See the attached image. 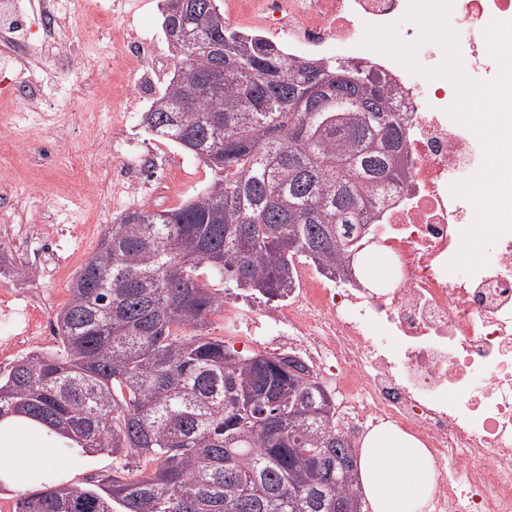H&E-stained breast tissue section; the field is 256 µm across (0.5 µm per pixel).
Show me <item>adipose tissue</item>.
<instances>
[{
    "label": "adipose tissue",
    "mask_w": 512,
    "mask_h": 512,
    "mask_svg": "<svg viewBox=\"0 0 512 512\" xmlns=\"http://www.w3.org/2000/svg\"><path fill=\"white\" fill-rule=\"evenodd\" d=\"M68 441L25 416L0 419V483L41 487L68 482ZM434 460L420 442L396 426L371 432L360 457V478L375 512H417L430 493Z\"/></svg>",
    "instance_id": "obj_1"
}]
</instances>
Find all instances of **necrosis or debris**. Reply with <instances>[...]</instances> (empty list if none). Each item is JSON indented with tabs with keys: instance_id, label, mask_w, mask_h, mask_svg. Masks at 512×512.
<instances>
[{
	"instance_id": "necrosis-or-debris-1",
	"label": "necrosis or debris",
	"mask_w": 512,
	"mask_h": 512,
	"mask_svg": "<svg viewBox=\"0 0 512 512\" xmlns=\"http://www.w3.org/2000/svg\"><path fill=\"white\" fill-rule=\"evenodd\" d=\"M409 0H229L228 14L248 11L263 35L288 54L316 57L330 42L343 58L386 77L406 119L402 162L406 179L386 195L368 234L344 273L299 282L286 303L266 314L267 343L294 352L324 382L345 391L341 416L352 447L389 422L412 432L434 458V490L427 512H512V234L499 239L489 263L475 274L446 268L474 219L472 205L454 197L453 183L472 176L483 153L476 136L446 113L455 99L445 79L408 72L391 58L361 47L369 25L398 24L400 37L420 30L404 15ZM512 19V0H453L450 24L467 50L466 74L477 80L498 73L483 31L491 20ZM94 22L108 32V53L135 109L152 82L149 59L133 32L110 26L101 0H40L24 11L21 0H0V58L21 70L43 54L57 63L49 77L64 86L72 77L95 87L100 68L91 56L72 59L67 40L75 27ZM31 164L10 142L0 143V229L12 234L16 184L23 170L30 185L53 180L73 200L92 193L94 176L78 159L61 160L56 145L37 148ZM383 274L372 277L374 260ZM0 313L19 315L17 332L0 353L36 339L52 308L20 298L0 278Z\"/></svg>"
}]
</instances>
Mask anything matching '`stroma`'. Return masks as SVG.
Masks as SVG:
<instances>
[{"label": "stroma", "instance_id": "1", "mask_svg": "<svg viewBox=\"0 0 512 512\" xmlns=\"http://www.w3.org/2000/svg\"><path fill=\"white\" fill-rule=\"evenodd\" d=\"M162 8L163 0H127L125 6L115 7L114 19L151 40L153 67L166 81L170 78L172 60L162 32ZM69 92L74 111L93 112L100 116L94 132H87L74 124L66 137L68 150L77 158L86 160L90 171L114 170L116 159L112 154V136L118 124L123 125L131 144L143 148L150 160L144 176L126 174L122 177L125 183L140 184L141 189L134 196H115L106 185L93 209L89 210L57 197L53 188L47 187L43 190L47 198L44 222H30L26 212H19L17 221L24 225L25 234L36 249L35 261L40 274L34 278L15 274V287L22 294H43L58 309L68 300L72 278L96 251L107 225L130 208L157 210L179 206L202 192L212 177L202 161L144 131L139 113L125 111L122 100L113 98L109 82L90 89L76 78L71 81ZM174 166L183 168L185 176L171 188L164 176ZM85 224L90 225V234H77V227ZM61 263L65 264L66 270L59 276L54 274L53 268Z\"/></svg>", "mask_w": 512, "mask_h": 512}]
</instances>
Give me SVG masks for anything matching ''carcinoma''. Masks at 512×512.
Here are the masks:
<instances>
[{"mask_svg":"<svg viewBox=\"0 0 512 512\" xmlns=\"http://www.w3.org/2000/svg\"><path fill=\"white\" fill-rule=\"evenodd\" d=\"M165 0L172 76L142 127L204 162L181 206L107 226L56 315L58 346L0 376L23 414L120 467L44 487L14 512H363L332 393L290 354L202 333L224 288L288 297L295 261L336 277L406 178L404 117L362 62L288 55L228 27L219 0Z\"/></svg>","mask_w":512,"mask_h":512,"instance_id":"obj_1","label":"carcinoma"}]
</instances>
